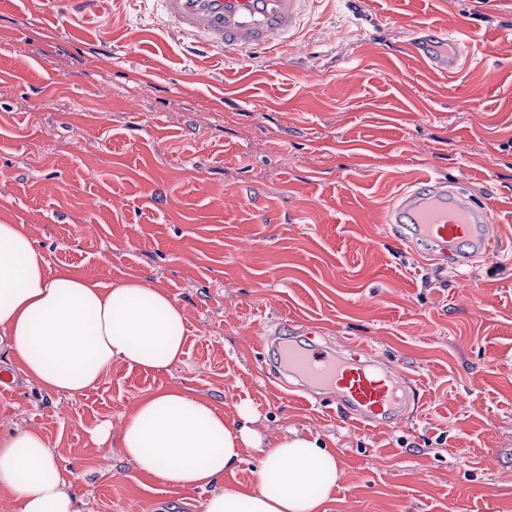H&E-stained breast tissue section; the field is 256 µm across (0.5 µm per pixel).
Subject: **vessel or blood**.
I'll list each match as a JSON object with an SVG mask.
<instances>
[{
	"mask_svg": "<svg viewBox=\"0 0 512 512\" xmlns=\"http://www.w3.org/2000/svg\"><path fill=\"white\" fill-rule=\"evenodd\" d=\"M165 18L181 35L205 47L237 58L273 47L283 48L295 39L313 0H160ZM413 56L457 74L469 52L453 36L424 29L410 42ZM385 221L406 225L410 245L432 257L447 255L454 267L498 256L502 242L491 211L475 205L465 191L446 181L426 177L403 189L388 209ZM308 346L278 347L276 337L263 339L260 359L265 373L273 348H280L289 373L307 384L306 391L334 400L354 424L381 428L394 423L413 395V384L396 365L380 359L363 343L336 345L316 341L307 327Z\"/></svg>",
	"mask_w": 512,
	"mask_h": 512,
	"instance_id": "1",
	"label": "vessel or blood"
}]
</instances>
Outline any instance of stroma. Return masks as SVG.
<instances>
[{
  "mask_svg": "<svg viewBox=\"0 0 512 512\" xmlns=\"http://www.w3.org/2000/svg\"><path fill=\"white\" fill-rule=\"evenodd\" d=\"M463 39L456 76L405 51ZM430 175L460 183L504 247L467 270L422 259L383 214ZM0 223L50 270L142 280L186 317L163 371L113 363L80 394L43 390L0 343V436L43 434L78 512H198V489L120 447L138 402L173 387L265 445L318 439L341 477L325 512H512V0H319L287 48L199 56L158 0H0ZM362 341L413 377L384 429L266 377L280 324Z\"/></svg>",
  "mask_w": 512,
  "mask_h": 512,
  "instance_id": "1",
  "label": "stroma"
}]
</instances>
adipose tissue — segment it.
Here are the masks:
<instances>
[{
    "instance_id": "1",
    "label": "adipose tissue",
    "mask_w": 512,
    "mask_h": 512,
    "mask_svg": "<svg viewBox=\"0 0 512 512\" xmlns=\"http://www.w3.org/2000/svg\"><path fill=\"white\" fill-rule=\"evenodd\" d=\"M186 318L168 294L141 281L105 288L50 271L19 225L0 224V335L28 376L54 392L83 393L113 363L162 371L184 355ZM247 405L225 420L210 404L163 388L126 419L120 445L142 472L205 490L200 512H322L339 479L336 459L300 435L271 447ZM263 448L258 487H221L242 448ZM72 473L35 431L0 439V487L16 512H75Z\"/></svg>"
}]
</instances>
